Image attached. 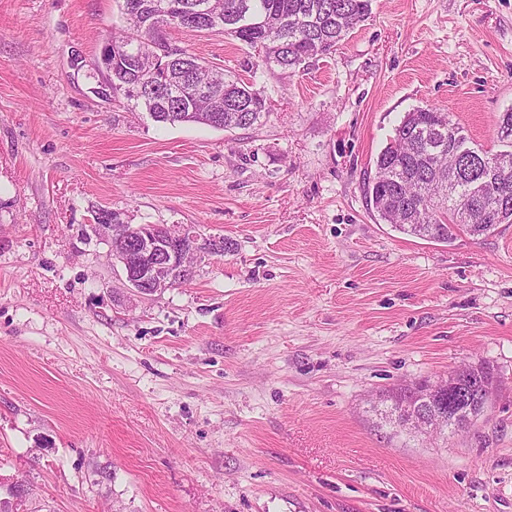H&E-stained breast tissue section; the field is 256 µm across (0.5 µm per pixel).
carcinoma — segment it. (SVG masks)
<instances>
[{"instance_id": "obj_1", "label": "carcinoma", "mask_w": 512, "mask_h": 512, "mask_svg": "<svg viewBox=\"0 0 512 512\" xmlns=\"http://www.w3.org/2000/svg\"><path fill=\"white\" fill-rule=\"evenodd\" d=\"M194 0H120L122 26L110 38L106 64L112 70V95L142 107L158 123H196L216 129L249 128L272 111V100L243 80L210 64L170 37V30L219 31L254 50L266 64L292 73L306 61L331 52L364 22L371 0H210L215 26L192 14ZM163 56L172 60L167 80L192 83L202 77L220 98L169 99L160 88L139 92L143 70ZM465 146L480 156L491 151L473 142L448 113L418 107L395 128L374 161L375 173L364 182L374 216L394 230L418 239L451 244L462 234L478 238L485 230L512 224V206L501 208L488 196L470 194L469 179L485 176L496 193L512 203V166L483 170ZM458 169L452 196H446L448 170ZM409 389L381 400L387 419L409 401Z\"/></svg>"}]
</instances>
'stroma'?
<instances>
[{"label": "stroma", "mask_w": 512, "mask_h": 512, "mask_svg": "<svg viewBox=\"0 0 512 512\" xmlns=\"http://www.w3.org/2000/svg\"><path fill=\"white\" fill-rule=\"evenodd\" d=\"M117 0H0V498L28 512H512V224L394 231L363 182L403 116L501 150L512 0H372L292 74L221 32L170 35L266 91L246 129L163 125L101 93ZM191 224V278L130 301L92 226ZM494 373L468 429L384 395Z\"/></svg>", "instance_id": "stroma-1"}]
</instances>
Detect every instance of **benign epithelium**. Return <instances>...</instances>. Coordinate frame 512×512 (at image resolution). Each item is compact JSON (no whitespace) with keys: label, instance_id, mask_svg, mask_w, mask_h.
Returning a JSON list of instances; mask_svg holds the SVG:
<instances>
[{"label":"benign epithelium","instance_id":"obj_1","mask_svg":"<svg viewBox=\"0 0 512 512\" xmlns=\"http://www.w3.org/2000/svg\"><path fill=\"white\" fill-rule=\"evenodd\" d=\"M93 230L110 247L114 265L121 269L126 288L136 298L152 297L177 286V275L191 271L201 252L198 235L190 225L138 227L114 217L100 219ZM415 387L418 402L401 421L409 430L427 429L432 420L445 428L466 411L465 428L490 405V394L480 377L417 382Z\"/></svg>","mask_w":512,"mask_h":512}]
</instances>
